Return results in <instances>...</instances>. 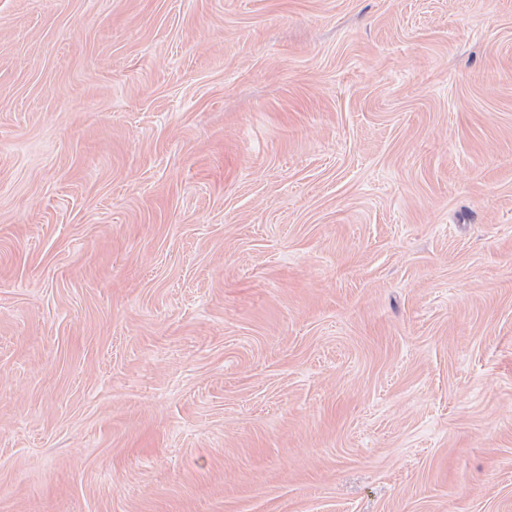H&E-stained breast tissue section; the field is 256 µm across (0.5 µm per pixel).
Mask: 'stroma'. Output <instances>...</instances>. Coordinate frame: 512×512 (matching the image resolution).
<instances>
[{"mask_svg": "<svg viewBox=\"0 0 512 512\" xmlns=\"http://www.w3.org/2000/svg\"><path fill=\"white\" fill-rule=\"evenodd\" d=\"M0 512H512V0H0Z\"/></svg>", "mask_w": 512, "mask_h": 512, "instance_id": "stroma-1", "label": "stroma"}]
</instances>
